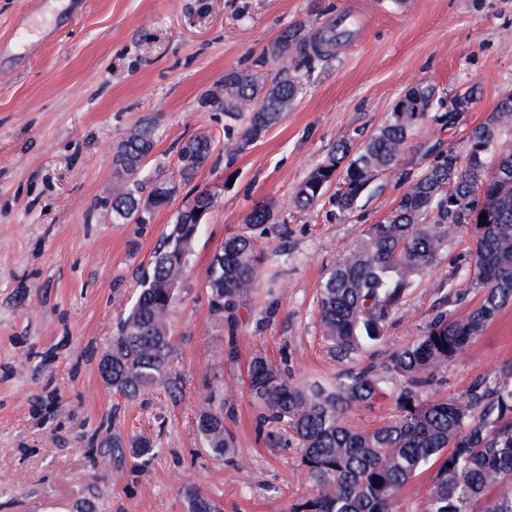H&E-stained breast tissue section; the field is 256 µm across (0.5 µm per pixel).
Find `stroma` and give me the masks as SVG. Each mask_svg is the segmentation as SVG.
I'll use <instances>...</instances> for the list:
<instances>
[{
    "label": "stroma",
    "instance_id": "obj_1",
    "mask_svg": "<svg viewBox=\"0 0 512 512\" xmlns=\"http://www.w3.org/2000/svg\"><path fill=\"white\" fill-rule=\"evenodd\" d=\"M70 2L69 12L44 20L36 0H0V39L15 37L21 18L49 30L27 54L0 61V512H189L191 490L223 512H289L310 479L299 448L270 447L259 434L249 363L262 356L294 381L325 385L348 370L322 336L321 283L347 245L389 216L430 163L429 147L439 140L464 151L470 131L512 92V0H401L371 14L366 0ZM347 10L356 20L345 49L314 73L281 122L226 155L224 114L205 103L224 71L251 67L284 27L318 29ZM421 81L445 103L464 91L474 101L447 128L425 119L405 157L378 173L352 212L325 197L293 208L292 193L317 163L340 142L359 148ZM148 123V172L172 175L179 148L198 134H211L217 148L151 223L116 224L113 150ZM203 191L218 204L173 311L177 389L126 399L104 382L98 362L177 209ZM259 205L273 208L261 244L276 256L261 265L232 331L212 312L202 274ZM471 249L470 234L451 240L359 364L412 342L436 311L464 315L479 303L461 271ZM506 363L512 303L441 369L432 391L466 398ZM219 393L235 443L220 462L198 428L199 411ZM397 413L390 387L345 419L370 430ZM115 434L155 440L148 470H115L97 452Z\"/></svg>",
    "mask_w": 512,
    "mask_h": 512
}]
</instances>
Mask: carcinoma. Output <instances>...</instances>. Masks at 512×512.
<instances>
[{
    "label": "carcinoma",
    "instance_id": "cac0c4a2",
    "mask_svg": "<svg viewBox=\"0 0 512 512\" xmlns=\"http://www.w3.org/2000/svg\"><path fill=\"white\" fill-rule=\"evenodd\" d=\"M349 24L331 23L312 31L302 24L279 32L262 63L293 52L291 64L275 71L231 69L210 104L224 112V152L235 155L257 141L291 111L303 94L316 64L336 57L349 36ZM402 99L408 112L389 119L362 147L351 151L344 141L316 164L296 188L291 204L306 209L338 182L331 203L340 213L353 211L371 185L373 174L402 159L411 136L429 111L446 127L455 113L429 82L409 87ZM512 132V94L474 127L463 153L436 142L432 161L399 197L391 215L370 224L362 238L344 249L326 273L319 292L318 317L336 357L355 361L370 342L379 340L390 316L448 248L456 234L472 231L473 255L467 266L470 287L481 294L464 316L437 312L420 336L386 360L352 369L328 389L302 385L288 373L255 357L248 369L249 395L263 408L266 439L276 448L295 443L311 482V491L290 512H400L403 487L426 466L434 468L425 512H512V364L475 382L464 400L428 394L439 370L460 357L508 302L512 301V153H502L494 167L487 159L498 151L503 133ZM216 149L201 134L178 152L179 181L152 183L147 198L153 210L139 218L142 173L153 150L151 131L142 127L122 139L112 165L118 179L112 191V222L150 223L156 211L175 198L179 184L193 180ZM217 198L200 193L177 211L174 224L140 279V292L121 317L108 350L99 361L102 378L127 399L169 387L174 346L172 285L189 273L193 244L200 233L197 208L213 209ZM487 218H480L481 214ZM273 212L258 206L244 220L246 231L224 239L204 272L210 306L235 329L239 301L255 288L267 254L259 245ZM396 383L400 414L373 430L349 427L345 413L369 405ZM287 427L289 435L280 432ZM198 428L217 460L234 449L224 426V407H204ZM121 469L132 462L143 471L159 449L141 436L124 447L121 437L103 443ZM452 467H447V463ZM190 512H221L211 498L195 495Z\"/></svg>",
    "mask_w": 512,
    "mask_h": 512
}]
</instances>
